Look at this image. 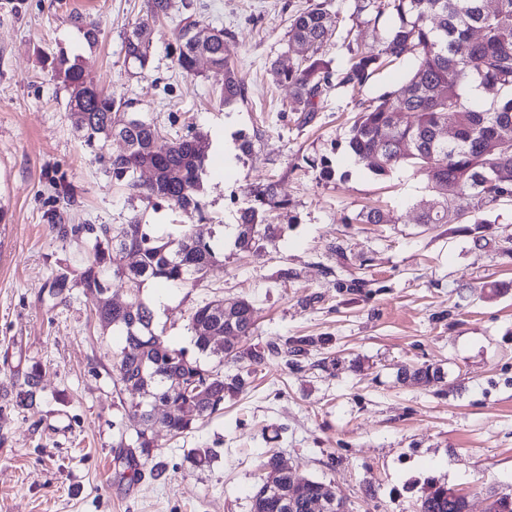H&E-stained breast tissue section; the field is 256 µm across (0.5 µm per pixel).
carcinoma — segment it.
Instances as JSON below:
<instances>
[{
  "instance_id": "cac0c4a2",
  "label": "carcinoma",
  "mask_w": 512,
  "mask_h": 512,
  "mask_svg": "<svg viewBox=\"0 0 512 512\" xmlns=\"http://www.w3.org/2000/svg\"><path fill=\"white\" fill-rule=\"evenodd\" d=\"M356 16L378 28L387 20L392 28L376 46L347 31L348 57L343 68L333 71L324 58V47L332 37L333 20L322 3L296 10L289 17L288 47L300 46L305 56L295 66L273 64L277 82L294 89L304 112H316L332 80L342 86L363 88L384 69L412 62L401 85L389 87L368 105L359 107L347 140L348 152L383 176L400 167H410L423 176L431 199L420 204L418 223H448L449 204L469 197L479 207L512 201V141L499 138L500 125L512 120V0H496L487 10L483 0H356ZM197 22L185 19L179 29L176 65L187 74L197 70L203 57L210 66L224 70L221 98L228 107L244 96L231 66L233 49L228 33L219 31L212 40H196ZM154 38L136 24L123 41L124 63L141 71L149 64ZM48 66L64 88L77 86L83 76L79 60L61 52ZM495 92L484 107L470 101L471 84ZM73 123L84 145L94 153L112 182L128 195L154 209L167 204L191 219L201 210L206 155L196 147L205 140L198 131L171 140L166 145L161 128L132 103L112 98L93 88L81 100H68ZM452 125L455 138L441 136ZM119 139L126 151L109 155L104 148ZM155 169L152 182L141 180V172ZM87 234L91 252L73 268L57 272L49 283V296L65 301L79 288L90 299L100 326H108L125 337V345L113 358L112 382L121 409L139 419L122 455L124 477L135 482L142 477L144 463L158 447L150 403L168 402L165 420L169 435L192 432L198 423L224 410V401L241 393L255 367L273 358L294 365L310 353L315 340L295 336L266 343L247 356L240 343L255 333L254 308L244 298L226 308L216 299L192 309L189 329L198 353L212 352L211 337H224L220 361L238 364L226 375L208 367L183 349L163 340L155 312L143 298L152 280L177 287L200 285L208 270L224 262L219 240H201L191 225L179 224L165 234L134 214L125 224H74L67 232ZM274 233L260 209L249 206L240 213L234 244L248 250ZM135 252L136 261L125 263V251ZM118 279L126 284L127 305L106 307L96 298ZM208 399L198 401L200 393ZM252 495V512H314L312 504L323 494L325 483L301 485L281 466L273 454L263 464ZM277 475V491L269 490L266 478ZM465 496L444 485L434 484L417 501L415 512H465Z\"/></svg>"
}]
</instances>
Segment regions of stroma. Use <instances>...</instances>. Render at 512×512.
<instances>
[{
	"label": "stroma",
	"mask_w": 512,
	"mask_h": 512,
	"mask_svg": "<svg viewBox=\"0 0 512 512\" xmlns=\"http://www.w3.org/2000/svg\"><path fill=\"white\" fill-rule=\"evenodd\" d=\"M155 28L148 68L124 64L122 42L147 17L146 0H0V512H250L270 452L296 480L330 484L351 512H414L437 483L466 494L483 512L489 491L512 495V258L495 251L512 232V202L477 207L459 200L471 224H421L417 206L429 192L400 169L371 173L345 150L358 101L380 95L403 67L384 70L360 89L332 86L319 111L299 112L293 90L276 83L274 61L295 63L288 18L307 0H172ZM100 24L95 46L75 14ZM201 34L232 36V62L244 98L220 99L223 71L175 64L179 23ZM81 57L86 84L131 100L172 133L224 127L252 146L235 166L210 151L202 213L195 233L220 236L242 208L258 205L268 184L278 206L275 227L259 248L226 245L223 263L202 286H163L158 313L165 340L192 349L187 317L216 298L255 307V347L291 336H327L301 368L270 361L222 413L183 438L160 436L161 475L121 477V432L135 426L117 411L112 358L124 339L90 318V302L73 293L52 303L47 285L89 252L86 235L60 237L51 222L123 224L135 213L168 228L169 207L145 208L112 184L84 145L66 109L67 91L42 56ZM329 159L332 180L319 176ZM376 207L390 217L364 224ZM335 367L326 369L322 358ZM46 369L33 404L20 403L33 365ZM441 368L442 380L402 379L401 368ZM213 458L199 469L190 449Z\"/></svg>",
	"instance_id": "35a3bbf8"
}]
</instances>
